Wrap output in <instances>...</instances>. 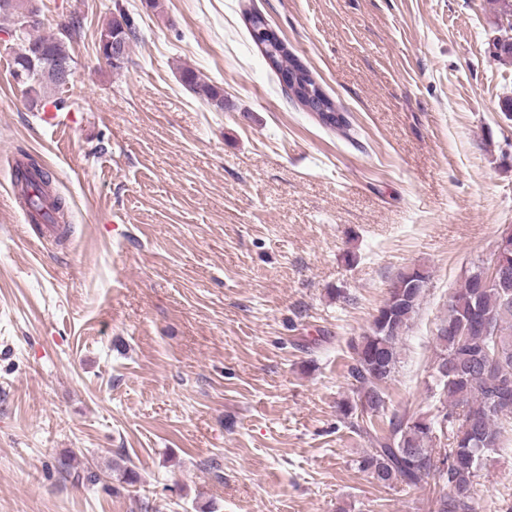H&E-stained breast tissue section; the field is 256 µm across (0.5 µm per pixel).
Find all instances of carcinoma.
Instances as JSON below:
<instances>
[{
	"instance_id": "cac0c4a2",
	"label": "carcinoma",
	"mask_w": 512,
	"mask_h": 512,
	"mask_svg": "<svg viewBox=\"0 0 512 512\" xmlns=\"http://www.w3.org/2000/svg\"><path fill=\"white\" fill-rule=\"evenodd\" d=\"M83 29L82 19L72 15L57 24L56 32L38 35V51L19 40L12 56L13 77L34 92L57 91L59 86L40 80L36 63L42 57L70 56L71 45L81 39ZM106 35L125 40L126 62H131L136 31L130 18L121 12L107 20L97 30L95 41ZM294 64L287 44H282L272 68L283 75ZM181 80L208 105L224 109L223 89L192 69L183 70ZM16 186L35 213L55 216L63 212L62 199L50 193L49 173L35 159L17 166ZM508 270V275L485 287L481 285V267L477 266L451 294L448 316L437 331L436 363H453L457 372L436 382L438 405L433 413L408 418L394 415L388 420V429L380 434L367 425L384 409L385 384L394 373L398 344L429 280L427 270L414 267L400 272L369 331L351 344L348 375L353 399L340 405V413L370 444V450L358 461V469L382 486L400 481L418 488L430 478L441 481L448 493L436 500L435 512H475L472 489L483 456L504 445L499 421L512 417V264ZM478 314L492 315V333L470 335ZM441 418L447 420L446 448L433 446Z\"/></svg>"
}]
</instances>
